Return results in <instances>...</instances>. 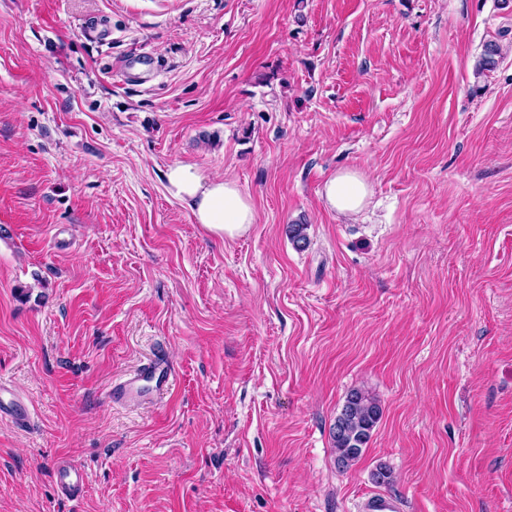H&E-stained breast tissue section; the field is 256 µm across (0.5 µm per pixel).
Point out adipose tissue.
Masks as SVG:
<instances>
[{
    "label": "adipose tissue",
    "mask_w": 512,
    "mask_h": 512,
    "mask_svg": "<svg viewBox=\"0 0 512 512\" xmlns=\"http://www.w3.org/2000/svg\"><path fill=\"white\" fill-rule=\"evenodd\" d=\"M171 195L188 203L193 220L212 236L230 241L255 222L251 198L231 179L210 177L189 164H175L165 173ZM371 185L357 170H345L326 181L322 196L330 209L347 216L359 213Z\"/></svg>",
    "instance_id": "1"
}]
</instances>
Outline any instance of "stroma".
Instances as JSON below:
<instances>
[{
  "instance_id": "obj_1",
  "label": "stroma",
  "mask_w": 512,
  "mask_h": 512,
  "mask_svg": "<svg viewBox=\"0 0 512 512\" xmlns=\"http://www.w3.org/2000/svg\"><path fill=\"white\" fill-rule=\"evenodd\" d=\"M157 356L164 398L113 402ZM0 378V512H356L380 466L405 512H512V0H0ZM354 389L382 416L342 470ZM171 195L189 204L195 224L221 240H234L252 227L251 198L231 179L210 177L189 164H175L165 173ZM371 192L366 176L357 170L338 171L326 181L322 197L330 209L347 216L358 214ZM31 411L25 399L11 383L0 379V420L23 426L29 422ZM85 481L86 474L81 468L67 465L57 469V486L66 495L78 492L85 484Z\"/></svg>"
}]
</instances>
